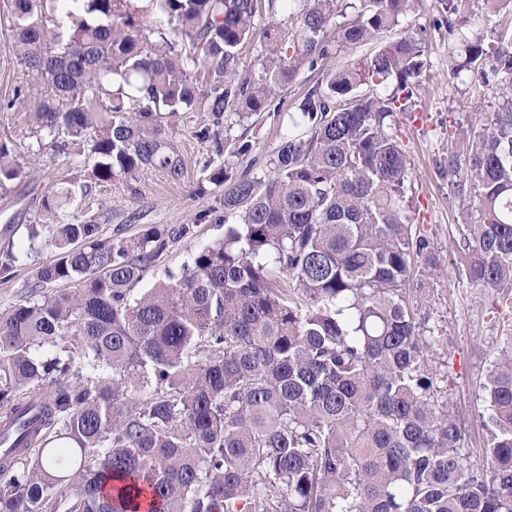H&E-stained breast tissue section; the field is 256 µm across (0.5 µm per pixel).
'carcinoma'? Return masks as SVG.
I'll return each instance as SVG.
<instances>
[{
	"label": "carcinoma",
	"instance_id": "carcinoma-1",
	"mask_svg": "<svg viewBox=\"0 0 512 512\" xmlns=\"http://www.w3.org/2000/svg\"><path fill=\"white\" fill-rule=\"evenodd\" d=\"M300 38L276 24L258 79L232 80L257 0H10L23 111L93 177L137 178L166 147L168 118L208 101L268 107L303 68L402 23L410 0H305ZM452 74L499 86L502 107L448 151L450 194L476 207L457 228L467 279L512 289V25L495 43L464 33ZM426 66L411 35L336 66L301 99L269 174L226 168L224 238L142 295L133 287L188 233L148 224L102 234L59 220L85 189L42 198L28 250L55 248L0 309V512H512V336L482 385L490 459L472 469L434 366L421 311L437 259L407 197L392 129ZM397 81L387 98L363 84ZM23 163L0 139V187ZM0 244V278L15 276ZM68 287H63V284Z\"/></svg>",
	"mask_w": 512,
	"mask_h": 512
}]
</instances>
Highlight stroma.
Masks as SVG:
<instances>
[{"instance_id":"35a3bbf8","label":"stroma","mask_w":512,"mask_h":512,"mask_svg":"<svg viewBox=\"0 0 512 512\" xmlns=\"http://www.w3.org/2000/svg\"><path fill=\"white\" fill-rule=\"evenodd\" d=\"M298 6L286 0H258L252 19V35L237 48L238 77L254 78L267 51L263 31L273 23L297 31ZM7 2L0 0V103L11 97L22 80L15 63L6 18ZM417 33L426 69L415 97L416 106L400 118L397 135L410 163L411 215L420 224L438 262L433 272L434 290L423 312L426 326L441 336L448 362V398L464 435L463 453L470 466H488L484 442L486 429L480 419L478 399L490 361L503 347L512 330V303L496 291L469 284L464 258L456 243V226L470 202L448 195L445 161L460 128L478 124L482 113L496 111L501 103L496 84L485 85L448 77L450 46L448 13L440 0H420L409 14ZM317 72L301 69L279 95L288 104L281 112H263L245 119L225 112L221 139L228 145L216 150L213 142L197 138L213 117L207 104L182 112L169 120L168 147L162 161L136 179L115 177L101 183L92 175V160L68 165L51 148H39L40 131L23 112H0V138L9 139L21 161L25 176L0 189V242L22 240L24 226L33 221L48 187L73 182L86 186L89 208L81 216L97 217L106 233L122 230L138 233L143 225L189 226L190 232L170 245L160 263L144 276L142 287H150L167 272L179 271L199 248L224 235L223 186L208 182L213 170L228 166L243 169L247 159L232 154L229 144L246 136L258 160L253 172L267 175L266 161L281 137L291 128L290 108L296 107L309 87L320 81Z\"/></svg>"}]
</instances>
